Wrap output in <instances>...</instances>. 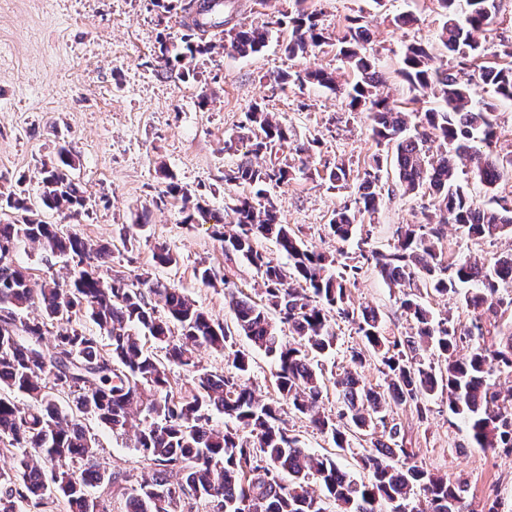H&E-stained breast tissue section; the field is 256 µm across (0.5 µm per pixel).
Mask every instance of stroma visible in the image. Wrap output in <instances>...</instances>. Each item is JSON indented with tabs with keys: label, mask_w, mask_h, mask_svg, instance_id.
I'll use <instances>...</instances> for the list:
<instances>
[{
	"label": "stroma",
	"mask_w": 512,
	"mask_h": 512,
	"mask_svg": "<svg viewBox=\"0 0 512 512\" xmlns=\"http://www.w3.org/2000/svg\"><path fill=\"white\" fill-rule=\"evenodd\" d=\"M299 5L318 15L331 35L327 43L291 57L284 51L285 34L276 32L260 53L240 56L225 50L224 31L215 28L208 32L211 52L194 60L193 76L181 80L156 62L159 35L179 40L181 17L163 12L154 0H0V193L23 189L37 195L42 163L53 160L59 146H68L75 154L71 174L91 208L75 219L54 212L49 221L90 243L111 242L113 271L131 279L150 271L232 324L226 288L252 297L262 281L246 263L225 262L224 244L212 224L184 223L180 202L167 193L166 177L174 175L217 213L247 195L248 187L224 182L225 169L239 159L225 152L224 142L260 101L291 132L288 142L261 155L260 164H283L295 158L296 145H313L309 172L293 173L271 191L282 223L299 231L309 248L335 253L329 220L353 204L364 165L377 153L382 182L394 192L383 196L374 223L358 227L347 249L355 251L356 240L364 237L368 249L388 251L396 226L420 221L429 196L399 189L393 157L379 150L367 113L351 111L346 99L325 88L307 84L283 90L274 78L284 70L323 68L340 81H352L335 36L359 16L369 30V51L387 79L383 94L404 103L410 92L397 69L407 45L427 46L436 62L460 64L465 74H473L478 65L495 62L501 44L512 43V0H501L481 56L464 63L438 39L437 0H228L224 17L233 26L257 25ZM402 13L412 14V22L397 24ZM204 93L209 99L201 107L197 101ZM340 162L350 181L337 191L326 176ZM140 220L146 221L145 229H137ZM125 227L134 230L127 242L120 239ZM162 245L177 256L176 265L155 264ZM442 247L452 260L490 262L512 249V239L472 238L452 226ZM205 267L211 270L208 284L198 276ZM348 293L352 303L378 308L385 334L409 332L412 321L400 307L399 290L389 288L372 265L363 266ZM428 406L424 420L404 407L394 411L417 463L449 482L467 481L472 512H484L494 499L501 512H512V455L471 447L447 399L434 397ZM84 424L96 438L104 466L141 475L144 464L128 437L90 416Z\"/></svg>",
	"instance_id": "obj_1"
}]
</instances>
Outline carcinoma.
Returning <instances> with one entry per match:
<instances>
[{
  "label": "carcinoma",
  "mask_w": 512,
  "mask_h": 512,
  "mask_svg": "<svg viewBox=\"0 0 512 512\" xmlns=\"http://www.w3.org/2000/svg\"><path fill=\"white\" fill-rule=\"evenodd\" d=\"M442 9L440 37L448 51L462 57L480 53L477 35L496 17L500 0H437ZM169 13L188 15L180 45L168 47L159 37V60L179 63L212 50L208 30L226 24L224 0H155ZM288 30L286 52L306 53L330 39L318 16L304 10L282 13L258 26L232 27L224 47L242 56L257 53L272 28ZM368 34L357 23L337 37L340 55L356 75L340 83L324 70L277 75L281 89L290 84H316L348 100L351 110L366 112L378 145L394 146L399 184L406 194L426 189L431 207L421 224H400L386 252L360 253L391 288L415 279L442 295L458 298L472 313L460 328L437 318L413 294L401 308L414 322L404 336H386L377 308L351 306L347 284L360 267L336 254L311 250L288 225L281 223L269 189L291 175L288 163L263 166L254 162L289 136L287 126L260 102L244 115L237 134L224 142L231 151L249 143L237 163L224 171L227 184H247L255 197L233 200V220L215 235L224 241V255L253 267L263 282V299L229 293L233 327L198 308L179 288L145 272L132 281L112 273V249L92 244L59 224L39 218L16 219L6 209L32 211L26 199L10 194L0 206V454L12 466L0 469V512H54L61 501L68 512H112V498L126 497L124 512H469L467 485L434 474L413 462L392 406L415 408L427 418V402L448 397V410L467 426L476 448L512 454V390L499 383L512 377V252L489 264L445 258L439 244L448 225L470 237H512V209L500 204L480 207L470 199L457 176V163L467 161L488 188L512 175V157L490 150L496 135L495 112L512 102V45H503L510 61L482 66L478 81L489 97H473V78L462 79L436 66L429 50L409 45L398 73L414 93L435 106L407 112L380 93L384 74L367 48ZM439 151L430 152V144ZM71 150L42 163L41 192L34 201L49 210L87 211L88 198L71 178ZM382 163L376 154L365 164L355 208L334 212L329 228L336 242H349L357 215H373L382 200ZM349 170L338 164L328 174L331 187L347 188ZM168 193L182 202L183 223L195 217L206 222L209 209L192 200L191 192L172 181ZM260 239L275 241L288 257L283 266L256 248ZM26 244L58 258L69 271V283L38 284L16 265L14 255ZM40 309V318L22 312ZM354 326L361 341L350 351L353 369L333 379L323 360L336 350L332 325ZM98 329L88 331L86 322ZM288 326L294 342L286 343L276 323ZM273 357L278 364L275 388L285 401L278 406L256 395L244 377L245 355L233 350L236 338ZM208 348L227 357L233 371L219 374L196 360ZM438 351L444 367L426 360ZM374 358L387 389L379 392L362 380L360 369ZM192 373L191 387L176 388L171 367ZM333 382L341 410L323 408L328 382ZM305 417L310 426L343 451L360 435L372 432L373 448L361 457L369 473L357 482L336 461L303 448L290 434L285 415ZM224 416V424L215 415ZM96 418L110 430L133 431V448L150 469L129 488L131 476L100 467L96 438L84 419ZM315 481L325 491L312 490ZM92 488L101 489L94 495Z\"/></svg>",
  "instance_id": "carcinoma-1"
}]
</instances>
